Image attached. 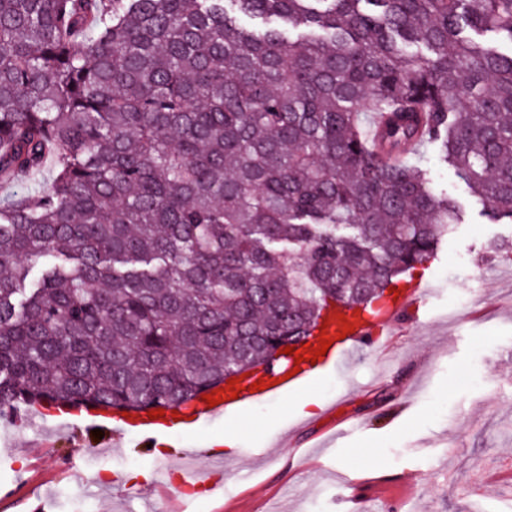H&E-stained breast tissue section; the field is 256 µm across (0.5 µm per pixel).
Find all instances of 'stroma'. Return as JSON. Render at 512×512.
<instances>
[{"label":"stroma","mask_w":512,"mask_h":512,"mask_svg":"<svg viewBox=\"0 0 512 512\" xmlns=\"http://www.w3.org/2000/svg\"><path fill=\"white\" fill-rule=\"evenodd\" d=\"M430 175L465 203L414 272L432 294L398 313L387 345L313 380L316 416L285 397L249 404L190 434L165 426L160 453L52 416L2 424L0 512H149L157 486L188 482L186 512H344L353 492L376 494L372 512H512V258L484 255L512 224L488 223L451 167ZM228 430L237 448L215 463L208 443Z\"/></svg>","instance_id":"35a3bbf8"}]
</instances>
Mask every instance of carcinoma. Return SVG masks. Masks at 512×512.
I'll use <instances>...</instances> for the list:
<instances>
[{"label":"carcinoma","mask_w":512,"mask_h":512,"mask_svg":"<svg viewBox=\"0 0 512 512\" xmlns=\"http://www.w3.org/2000/svg\"><path fill=\"white\" fill-rule=\"evenodd\" d=\"M512 0H0V415L176 409L512 223Z\"/></svg>","instance_id":"obj_1"}]
</instances>
